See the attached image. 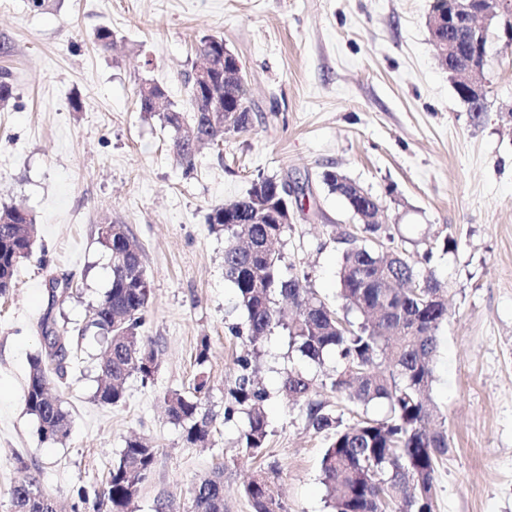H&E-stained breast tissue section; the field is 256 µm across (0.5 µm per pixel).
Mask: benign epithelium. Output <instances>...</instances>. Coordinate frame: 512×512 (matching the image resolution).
Instances as JSON below:
<instances>
[{
  "label": "benign epithelium",
  "instance_id": "obj_1",
  "mask_svg": "<svg viewBox=\"0 0 512 512\" xmlns=\"http://www.w3.org/2000/svg\"><path fill=\"white\" fill-rule=\"evenodd\" d=\"M464 18L466 27L457 25L458 18ZM436 29L446 30L447 35L436 39L437 49L441 55H449L460 42L471 45L470 59L465 68V83L470 87V94L476 99L483 98L485 84L483 72L487 63L486 42L491 34H496L504 45L512 47V3L509 0H454L451 16L432 20ZM241 70L237 56L229 49H224L221 56L210 57L203 67L195 68L193 78L197 87L212 85V76L226 67ZM202 134L192 126H185L174 136L173 150L181 152L187 145L194 146Z\"/></svg>",
  "mask_w": 512,
  "mask_h": 512
}]
</instances>
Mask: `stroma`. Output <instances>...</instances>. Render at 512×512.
<instances>
[{
	"instance_id": "1",
	"label": "stroma",
	"mask_w": 512,
	"mask_h": 512,
	"mask_svg": "<svg viewBox=\"0 0 512 512\" xmlns=\"http://www.w3.org/2000/svg\"><path fill=\"white\" fill-rule=\"evenodd\" d=\"M431 0H0V69L16 97L0 108V208H25L37 244L0 298V512L10 488L39 475L63 512H94L77 491L101 489L113 458L137 435L155 448L153 471L132 512L175 500L190 512L192 489L224 472V512H253L244 485L259 471L287 512H333L321 482L327 444L280 392L298 368L314 378V401L344 424L357 416L326 382L335 359L300 360L287 330L250 344L236 292L224 277L216 206L244 196L260 175L302 187L292 229L278 250L305 270L310 288L341 309L339 233L356 223L322 182L339 170L384 207L381 220L409 252L452 235L457 249L429 264L448 298L430 396L449 439L438 468L437 512H512V49L491 44L484 70L487 112L469 122L438 60L427 19ZM112 48L95 43L99 28ZM223 39L238 57L256 115L253 128L203 147L193 168L174 157L173 132L144 117L138 91L156 83L174 109L191 113L186 80L203 39ZM80 99L81 110L71 102ZM140 244L150 281L142 333L157 370L130 377L126 401L94 399L101 343L89 323L110 284L112 258L98 241L104 221ZM70 276L51 303L49 279ZM84 329L78 368L59 394L70 434L48 443L26 407L32 356L43 352L39 321ZM208 359L197 363L201 342ZM267 393L262 454L242 448L243 414L225 418V395L244 369ZM209 390L210 441L187 444L166 415L171 392Z\"/></svg>"
}]
</instances>
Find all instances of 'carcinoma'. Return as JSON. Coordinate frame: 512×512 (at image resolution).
<instances>
[{"label":"carcinoma","mask_w":512,"mask_h":512,"mask_svg":"<svg viewBox=\"0 0 512 512\" xmlns=\"http://www.w3.org/2000/svg\"><path fill=\"white\" fill-rule=\"evenodd\" d=\"M459 98L468 106L470 122L483 120L485 104L471 99L462 82H455ZM214 89L224 99L222 124L213 127L204 112L185 117L171 109L167 92L151 84L140 89V111L158 116L177 130L204 128L214 143L226 135L243 134L253 126L248 90L242 78L218 77ZM15 98L11 74L0 70V106ZM323 182L340 197L350 212L375 206L376 197H364L354 185L336 188V172H323ZM283 196L282 181L257 176L247 194L228 206H217L210 226L227 235L224 275L236 290L246 316L248 339L255 344L277 328L288 330L290 343L302 358L320 364L332 355L339 364L330 389L362 410L356 423L342 420L321 403L311 400L314 382L299 369L286 372L281 391L293 406L305 409L309 425L326 433L329 443L321 457L322 481L334 512H435V482L438 461L448 453V432L435 422L437 411L427 398L434 381L438 331L448 318L446 304L432 296L441 291L433 271L422 273L419 261L430 262L433 248L421 260L402 248L394 236L382 235V225L362 224L357 233H347L338 271L344 314L338 315L311 289L309 274L291 265L282 266V256L272 248L290 229V224H264L269 203ZM112 281L93 309L90 326L103 347L95 399L103 406L124 403L127 379L136 374L146 384L156 372L144 364L156 363L153 342L141 335L149 303V291L134 277L142 265L141 249L122 224L113 225ZM38 230L30 214L16 206L0 209V296L14 287L20 261L36 242ZM285 298L295 307L286 319L277 308ZM43 336L51 339L45 352L33 356L24 393L27 410L38 423L44 442H58L69 433L68 412L59 397L50 392L51 378L63 380L73 366L74 352L68 331L39 323ZM239 365L244 373L227 394L224 418L235 411L246 415L241 439L252 454L264 448L268 422L263 407L266 392L245 374L248 360ZM207 379L198 376L192 395L172 393L167 397L168 416L183 427L191 445L209 440L213 417L202 411L201 395ZM381 404L386 416L368 415V408ZM155 449L141 438L125 441L112 463L104 500L112 512H127L140 486L150 476ZM244 495L253 512H286L274 494L269 478L260 476L244 485ZM16 512H57L53 497L42 487L40 477L9 490ZM194 512H224V473L202 479L193 490Z\"/></svg>","instance_id":"1"}]
</instances>
